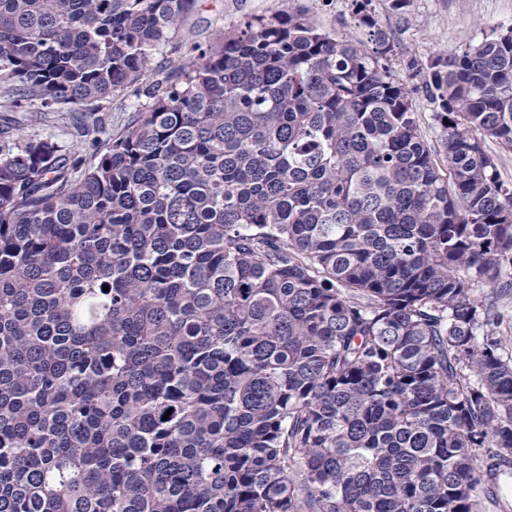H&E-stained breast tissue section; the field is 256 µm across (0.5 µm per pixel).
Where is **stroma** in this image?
Listing matches in <instances>:
<instances>
[{
    "mask_svg": "<svg viewBox=\"0 0 512 512\" xmlns=\"http://www.w3.org/2000/svg\"><path fill=\"white\" fill-rule=\"evenodd\" d=\"M289 8L307 11L337 37L355 42L365 37L354 20L351 0H200L183 22L182 37L157 56L155 70L138 86L85 103L80 112H53L37 121L26 112H0V129L9 126L20 136L55 138L72 146L86 164L96 163V149L79 139L76 123L100 125L110 135L121 132L145 103L146 87L168 72L170 60L188 54L193 44L207 42L216 29L230 30L252 17L271 18ZM370 11L390 35L393 47L386 62L399 76L405 75L409 60L425 67L438 55L512 27V0H409L400 13L391 9L390 0H372Z\"/></svg>",
    "mask_w": 512,
    "mask_h": 512,
    "instance_id": "obj_1",
    "label": "stroma"
}]
</instances>
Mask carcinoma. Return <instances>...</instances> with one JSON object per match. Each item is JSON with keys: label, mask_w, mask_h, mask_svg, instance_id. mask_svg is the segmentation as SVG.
Instances as JSON below:
<instances>
[{"label": "carcinoma", "mask_w": 512, "mask_h": 512, "mask_svg": "<svg viewBox=\"0 0 512 512\" xmlns=\"http://www.w3.org/2000/svg\"><path fill=\"white\" fill-rule=\"evenodd\" d=\"M197 0H0V111L139 84ZM306 14L120 133L0 145V512H480L512 478V28L421 89ZM414 96L416 103V112L419 117L418 119L421 129L424 132L425 136L427 137L429 143L431 145H435L436 147H438L440 132L432 119L433 107L426 99L421 89L417 91Z\"/></svg>", "instance_id": "1"}]
</instances>
